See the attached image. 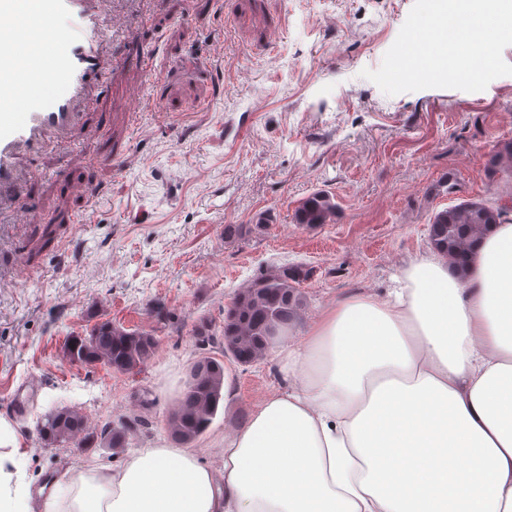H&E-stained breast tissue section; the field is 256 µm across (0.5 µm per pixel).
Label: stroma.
Listing matches in <instances>:
<instances>
[{
  "label": "stroma",
  "mask_w": 512,
  "mask_h": 512,
  "mask_svg": "<svg viewBox=\"0 0 512 512\" xmlns=\"http://www.w3.org/2000/svg\"><path fill=\"white\" fill-rule=\"evenodd\" d=\"M413 4L106 0L127 22L108 41L102 99L62 143L27 156L17 203L35 220L0 211V423L25 452L19 489L172 445L167 421L199 354L196 324L222 329L238 289L268 270L312 271L304 317L285 336L296 344L347 293L386 297L432 254L438 213L477 202L512 222V169L494 157L512 145V76L479 92L389 96L361 75L381 66ZM105 150L122 162H101ZM316 194L335 217L301 227L296 212ZM264 211L275 220L263 232L225 241V225ZM103 321L153 333V357L125 373L67 362L68 337ZM234 375L235 402L191 444L213 468L225 432L285 385L268 356ZM65 404L142 424L117 450L44 447L37 422Z\"/></svg>",
  "instance_id": "1"
}]
</instances>
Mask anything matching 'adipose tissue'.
I'll use <instances>...</instances> for the list:
<instances>
[{"mask_svg": "<svg viewBox=\"0 0 512 512\" xmlns=\"http://www.w3.org/2000/svg\"><path fill=\"white\" fill-rule=\"evenodd\" d=\"M289 380L224 435L212 471L188 448H140L58 482L40 512H512V222L458 279L436 255L386 298L349 295L299 347L269 345ZM396 448H433L452 490L403 476ZM23 456L0 424V512Z\"/></svg>", "mask_w": 512, "mask_h": 512, "instance_id": "1", "label": "adipose tissue"}]
</instances>
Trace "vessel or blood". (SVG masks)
I'll list each match as a JSON object with an SVG mask.
<instances>
[{"mask_svg":"<svg viewBox=\"0 0 512 512\" xmlns=\"http://www.w3.org/2000/svg\"><path fill=\"white\" fill-rule=\"evenodd\" d=\"M39 4L50 16L76 18L82 33L76 38L57 34L50 42V54L31 60V68L48 73L59 90L50 94L33 85L18 108L12 105L17 95L8 79L15 52L0 51V204L14 198L22 158L63 138L76 124L79 106L101 95L102 74L109 65L106 34L124 27L123 17L107 19L100 14L98 0H39Z\"/></svg>","mask_w":512,"mask_h":512,"instance_id":"vessel-or-blood-1","label":"vessel or blood"}]
</instances>
